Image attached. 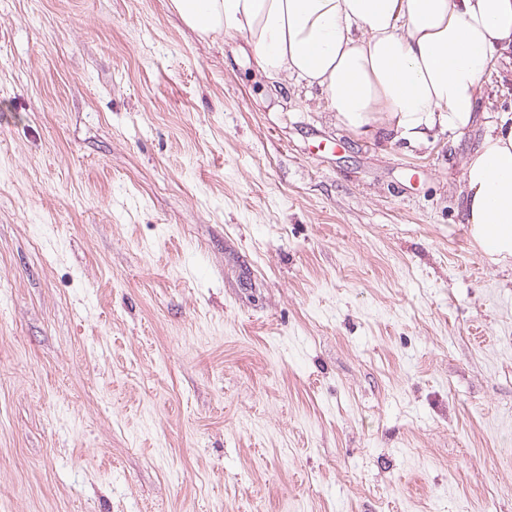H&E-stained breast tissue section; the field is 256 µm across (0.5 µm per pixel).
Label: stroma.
Instances as JSON below:
<instances>
[{
  "instance_id": "35a3bbf8",
  "label": "stroma",
  "mask_w": 512,
  "mask_h": 512,
  "mask_svg": "<svg viewBox=\"0 0 512 512\" xmlns=\"http://www.w3.org/2000/svg\"><path fill=\"white\" fill-rule=\"evenodd\" d=\"M483 133L349 130L171 0H0V512H512Z\"/></svg>"
}]
</instances>
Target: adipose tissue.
Returning a JSON list of instances; mask_svg holds the SVG:
<instances>
[{
	"mask_svg": "<svg viewBox=\"0 0 512 512\" xmlns=\"http://www.w3.org/2000/svg\"><path fill=\"white\" fill-rule=\"evenodd\" d=\"M206 37L244 36L271 81L319 87L347 128L412 144L461 130L512 57V0H172ZM462 217L492 261L512 257V113L463 161Z\"/></svg>",
	"mask_w": 512,
	"mask_h": 512,
	"instance_id": "ef3b65f1",
	"label": "adipose tissue"
}]
</instances>
